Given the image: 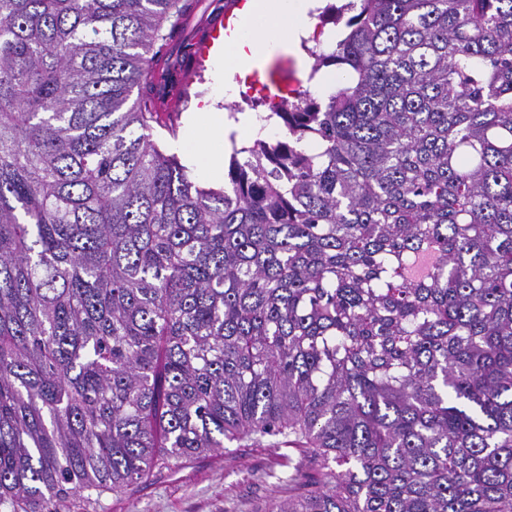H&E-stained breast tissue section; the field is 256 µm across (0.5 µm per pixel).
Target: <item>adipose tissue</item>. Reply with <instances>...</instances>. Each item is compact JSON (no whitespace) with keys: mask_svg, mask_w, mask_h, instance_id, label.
<instances>
[{"mask_svg":"<svg viewBox=\"0 0 512 512\" xmlns=\"http://www.w3.org/2000/svg\"><path fill=\"white\" fill-rule=\"evenodd\" d=\"M315 0H247L242 18L224 48L222 76L233 87L247 54L275 44L297 42L308 33V12ZM177 149L195 173L219 178L224 168V115L205 107L188 118V128Z\"/></svg>","mask_w":512,"mask_h":512,"instance_id":"ef3b65f1","label":"adipose tissue"}]
</instances>
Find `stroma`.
<instances>
[{
	"label": "stroma",
	"instance_id": "stroma-1",
	"mask_svg": "<svg viewBox=\"0 0 512 512\" xmlns=\"http://www.w3.org/2000/svg\"><path fill=\"white\" fill-rule=\"evenodd\" d=\"M226 0H189L188 17L164 41L160 65L175 80H187V95L179 103L188 112L196 101L211 93H223L224 84L216 71L222 59L210 57L201 72L188 75L187 60L200 28L222 16ZM317 40L308 42L309 52L293 60L300 88H310L312 52H331L345 33L343 21L328 14L312 17ZM237 112H253L266 118V127L276 133L285 128L273 113L279 100L249 78L241 95L235 96ZM284 451L267 444L242 439L227 444L223 452L193 456L157 464L147 479L116 492L103 494L99 501L87 503L82 494L68 499L70 512H266L275 503L288 499V468L280 461Z\"/></svg>",
	"mask_w": 512,
	"mask_h": 512
}]
</instances>
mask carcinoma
I'll use <instances>...</instances> for the list:
<instances>
[{"mask_svg": "<svg viewBox=\"0 0 512 512\" xmlns=\"http://www.w3.org/2000/svg\"><path fill=\"white\" fill-rule=\"evenodd\" d=\"M188 0H0V512L250 438L271 512H512V0H348L198 185L153 139Z\"/></svg>", "mask_w": 512, "mask_h": 512, "instance_id": "cac0c4a2", "label": "carcinoma"}]
</instances>
